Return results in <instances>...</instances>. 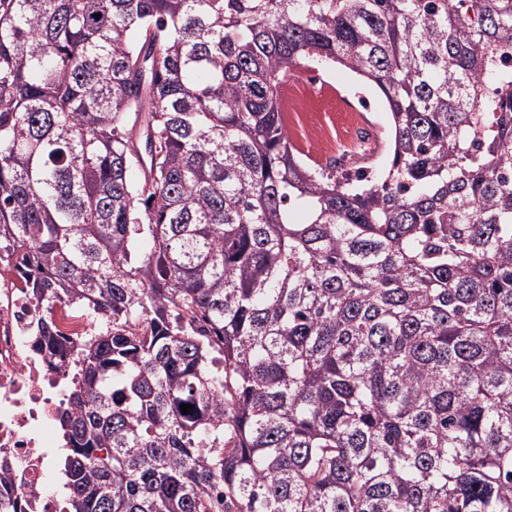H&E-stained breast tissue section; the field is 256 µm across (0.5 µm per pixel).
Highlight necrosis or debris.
Returning <instances> with one entry per match:
<instances>
[{"label":"necrosis or debris","instance_id":"1","mask_svg":"<svg viewBox=\"0 0 512 512\" xmlns=\"http://www.w3.org/2000/svg\"><path fill=\"white\" fill-rule=\"evenodd\" d=\"M17 266V258H0V454L10 465L0 495L23 493L28 512H61L45 487L59 446L53 422L64 399L62 372L32 349L27 325L42 305Z\"/></svg>","mask_w":512,"mask_h":512}]
</instances>
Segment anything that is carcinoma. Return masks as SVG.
<instances>
[{
  "label": "carcinoma",
  "mask_w": 512,
  "mask_h": 512,
  "mask_svg": "<svg viewBox=\"0 0 512 512\" xmlns=\"http://www.w3.org/2000/svg\"><path fill=\"white\" fill-rule=\"evenodd\" d=\"M314 59L381 176L290 142ZM2 251L63 512H512V0H0ZM317 76L319 82L316 86V94L313 95L309 111L295 117L294 122L290 124L285 115V128L288 138L293 145L303 153V158L308 162H316L324 165L329 159L336 158L333 155L321 154L312 145L313 134L319 129H326L333 137H336V130L339 138H343L345 132V112H341L343 107H355L365 114L370 123L368 126L358 125L356 143L358 148L355 152H347L345 155L351 158L350 164L359 166L360 163L373 161L371 165L381 170L388 166L391 159L389 152L381 144L375 156L370 160L368 157L373 152L379 141L384 142L389 127V114L385 103L380 95L370 86L365 85L363 81L350 70L339 64L318 65L310 64L308 68H300L288 75V85H283V90L288 86L297 85L307 76ZM361 101L367 104L365 109ZM283 112H299L302 110V103L299 101L298 94L293 87L288 89V93L282 102ZM363 130V131H362ZM363 132L370 133V138L363 140L360 138ZM365 152L363 160L362 153ZM53 311L57 330L64 336L75 339L89 330L90 326L87 320L79 317L72 308L57 303L54 305Z\"/></svg>",
  "instance_id": "obj_1"
}]
</instances>
